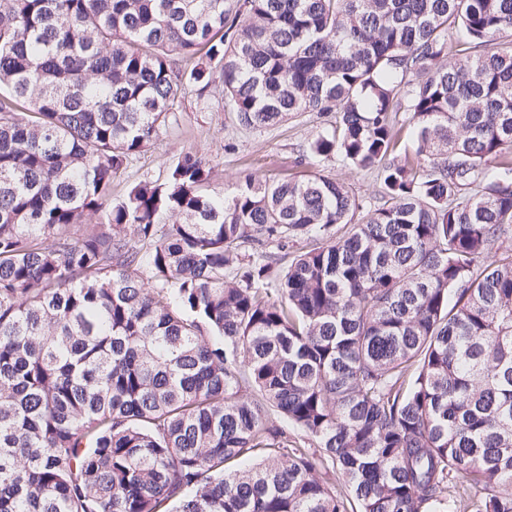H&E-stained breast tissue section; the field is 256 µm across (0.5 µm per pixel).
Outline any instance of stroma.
<instances>
[{"mask_svg":"<svg viewBox=\"0 0 512 512\" xmlns=\"http://www.w3.org/2000/svg\"><path fill=\"white\" fill-rule=\"evenodd\" d=\"M179 96L182 108L177 123L162 128L149 149L113 180V199L122 198L136 183L163 180L168 167L190 149L211 160L214 172L209 188L226 195L248 171L277 177L317 172L346 183L356 196L367 199L378 194L376 171L353 170L335 159L313 167L298 164L299 155L326 126V119L303 114L273 127L247 129L225 108L220 89H211L203 102L187 89L180 90Z\"/></svg>","mask_w":512,"mask_h":512,"instance_id":"obj_1","label":"stroma"}]
</instances>
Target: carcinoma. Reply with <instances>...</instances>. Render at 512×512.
Segmentation results:
<instances>
[{"mask_svg":"<svg viewBox=\"0 0 512 512\" xmlns=\"http://www.w3.org/2000/svg\"><path fill=\"white\" fill-rule=\"evenodd\" d=\"M183 85L377 201L111 202ZM2 86L0 512H512V0H0Z\"/></svg>","mask_w":512,"mask_h":512,"instance_id":"1","label":"carcinoma"}]
</instances>
